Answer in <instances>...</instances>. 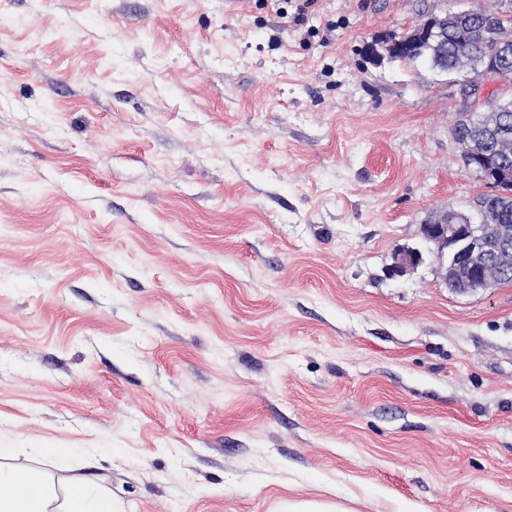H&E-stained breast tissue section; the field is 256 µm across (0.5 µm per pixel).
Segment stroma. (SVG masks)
<instances>
[{
  "instance_id": "stroma-1",
  "label": "stroma",
  "mask_w": 512,
  "mask_h": 512,
  "mask_svg": "<svg viewBox=\"0 0 512 512\" xmlns=\"http://www.w3.org/2000/svg\"><path fill=\"white\" fill-rule=\"evenodd\" d=\"M441 0H0V447L119 512H512V283L389 276L489 185ZM426 251L418 247H400L394 253V262L388 270L389 276H401L414 270L425 261Z\"/></svg>"
}]
</instances>
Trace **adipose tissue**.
<instances>
[{"label": "adipose tissue", "instance_id": "1", "mask_svg": "<svg viewBox=\"0 0 512 512\" xmlns=\"http://www.w3.org/2000/svg\"><path fill=\"white\" fill-rule=\"evenodd\" d=\"M14 454L0 448V512H115L112 491L102 481L73 477L57 489L50 473L66 469L72 449H40L38 467L13 464Z\"/></svg>", "mask_w": 512, "mask_h": 512}]
</instances>
